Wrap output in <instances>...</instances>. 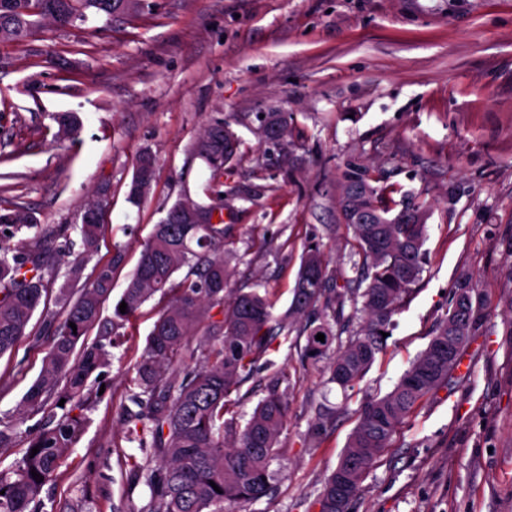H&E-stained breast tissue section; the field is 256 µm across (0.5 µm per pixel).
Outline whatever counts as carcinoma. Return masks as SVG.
I'll return each mask as SVG.
<instances>
[{
  "label": "carcinoma",
  "mask_w": 512,
  "mask_h": 512,
  "mask_svg": "<svg viewBox=\"0 0 512 512\" xmlns=\"http://www.w3.org/2000/svg\"><path fill=\"white\" fill-rule=\"evenodd\" d=\"M138 12L133 0H0V43H20L40 22L62 29L95 17ZM58 133L79 128L72 112L57 113ZM259 132L277 154L283 169L296 158L288 143V113L266 112L258 119ZM239 138L220 119L208 125L192 146V159L209 171L204 194L212 197L215 183L224 177L238 155ZM144 173L154 174V158L142 153L132 175L128 201L145 198L139 187ZM365 167L348 165L339 182L338 206L344 224L353 233V254L360 257L361 279L356 286H337L336 276L319 249L301 257L294 295L285 317L274 327L270 298L256 290L238 291L224 299L230 276L224 260V238L231 225L219 209L215 224H186L174 202L141 252L137 268L116 302L113 317L102 318L103 304L112 295V281L122 252L106 264L94 266L90 280L78 291L63 285L57 301L64 317L55 328L41 371L21 402V413L46 411L50 400H65L82 407L92 395L90 377L107 365L116 330L155 294L170 297L149 334L144 356L137 365L136 391L130 399L143 413L132 430L139 448L160 457L156 467L133 465V479L152 491L147 512H224V504L256 502L268 496L275 475L271 462L279 452V437L288 420L290 383L274 373L266 396L257 402L241 430L224 431L228 397L250 377L256 363L267 355L274 329L288 328V317L305 315L299 331L305 338L301 356L327 360L328 381L347 390L366 374L386 343L393 316L409 296L426 259L428 208L409 202L394 211L392 190L374 185ZM34 237L15 240L22 230ZM70 226L41 225L28 210L17 207L0 217V357L12 351L56 280L55 258L70 257ZM102 221L80 226L84 252L70 262L68 280L79 278L82 266L97 248ZM180 281L174 275L181 269ZM126 303V312L119 310ZM350 314H345L346 309ZM222 318L216 319L213 310ZM478 319L467 279L458 285L448 316L433 331L426 349L386 395L365 404L347 449L328 476L320 495L321 512H346L381 448L415 404L448 381L460 349L448 346V326L459 324L470 335ZM76 328H71L70 324ZM205 324L202 339L193 349L191 337ZM339 326L340 331L333 330ZM97 330L73 359L80 339ZM348 332L346 339L341 333ZM322 333L325 341L316 340ZM84 419L67 411L42 418L26 453L11 475L0 474V512H39V495L62 460L78 441ZM11 420L0 419V448L16 442ZM37 454H32L33 448ZM43 476L38 482L31 471ZM220 491H215L214 487Z\"/></svg>",
  "instance_id": "obj_1"
}]
</instances>
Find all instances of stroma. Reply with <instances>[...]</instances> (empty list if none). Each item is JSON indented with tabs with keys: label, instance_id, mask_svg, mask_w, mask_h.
<instances>
[{
	"label": "stroma",
	"instance_id": "1",
	"mask_svg": "<svg viewBox=\"0 0 512 512\" xmlns=\"http://www.w3.org/2000/svg\"><path fill=\"white\" fill-rule=\"evenodd\" d=\"M152 13L65 30L38 26L0 43V207L79 240L82 208L107 188L92 263L125 249L113 314L140 252L182 192L202 197L209 172L189 150L213 120L236 131L239 153L219 189L233 227L226 295L262 287L274 317L288 310L302 254L319 247L338 285L355 279L352 235L338 210L347 164L369 168L394 200L427 203L426 262L394 317L382 353L353 389L301 359L296 329L276 336L267 362L232 393L226 422L245 423L273 370L286 371L288 421L272 491L242 512H319L363 405L390 392L448 314L462 277L477 324L447 384L422 398L375 459L348 512H512V0H151ZM76 113L59 136L52 116ZM288 115L297 162L281 169L256 118ZM155 158L151 190L128 200L141 152ZM264 188L243 197L244 186ZM153 296L118 330L99 377L102 395L45 483L41 512H145L150 488L132 483L145 453L127 430L136 366L165 306ZM53 327L35 314L0 357V418L17 425L0 449L10 472L40 418L19 404L38 377Z\"/></svg>",
	"mask_w": 512,
	"mask_h": 512
}]
</instances>
